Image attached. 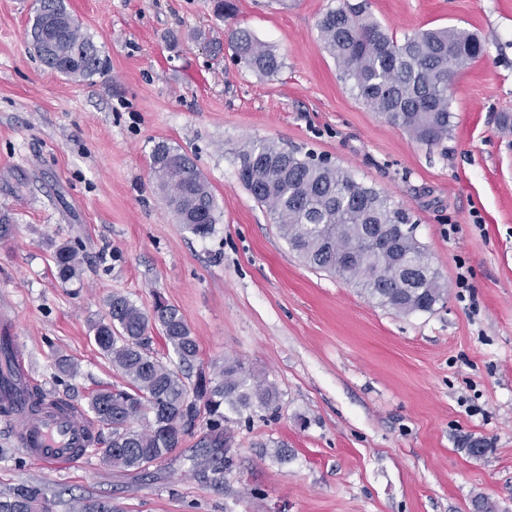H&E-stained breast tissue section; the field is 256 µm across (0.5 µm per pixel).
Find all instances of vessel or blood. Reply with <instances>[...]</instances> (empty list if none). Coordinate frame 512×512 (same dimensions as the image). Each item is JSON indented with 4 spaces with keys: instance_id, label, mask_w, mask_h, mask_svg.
<instances>
[{
    "instance_id": "1",
    "label": "vessel or blood",
    "mask_w": 512,
    "mask_h": 512,
    "mask_svg": "<svg viewBox=\"0 0 512 512\" xmlns=\"http://www.w3.org/2000/svg\"><path fill=\"white\" fill-rule=\"evenodd\" d=\"M8 420L18 447L44 465L55 467L85 456L89 422L78 413L48 409L33 415L18 409Z\"/></svg>"
}]
</instances>
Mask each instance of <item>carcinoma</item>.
<instances>
[{
  "instance_id": "1",
  "label": "carcinoma",
  "mask_w": 512,
  "mask_h": 512,
  "mask_svg": "<svg viewBox=\"0 0 512 512\" xmlns=\"http://www.w3.org/2000/svg\"><path fill=\"white\" fill-rule=\"evenodd\" d=\"M67 15L64 0H39L34 22L42 26ZM317 28L341 78L369 110L426 146L448 138V77L483 53L475 35L441 28L399 41L366 14L364 3L350 0L327 10ZM49 39L52 53L39 55L47 68L75 81L101 72L99 50L79 24L53 28ZM230 47L237 63L259 75H274L282 68L275 51L247 30L234 31ZM239 159L242 184L312 268L339 276L397 313L431 312L445 300L444 284L414 234L409 213L387 195L357 182L337 165L300 156L269 140L249 143ZM149 173L178 223L202 238L212 234L215 199L186 154L166 141L156 143ZM78 251V243L66 241L53 252L56 276L63 284L79 275ZM356 252L367 258L351 259ZM405 258L413 269L401 268ZM107 307L91 326L93 339L125 384L104 386L90 395L91 419L108 430V437L99 435L90 443L100 446L103 462L130 470L165 460L184 437L200 431L202 472L212 482L224 483V472L232 468L226 412L252 415L272 409L279 399L275 385L255 378L236 359L204 365L185 316L160 297L150 312L120 294L111 295ZM155 330L176 360L166 363L155 355ZM23 401L30 413L39 414L47 406L46 392L27 387ZM0 512H51V501L42 487L20 484L0 496Z\"/></svg>"
}]
</instances>
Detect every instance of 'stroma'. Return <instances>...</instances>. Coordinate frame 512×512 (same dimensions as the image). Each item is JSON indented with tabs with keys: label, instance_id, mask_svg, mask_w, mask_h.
<instances>
[{
	"label": "stroma",
	"instance_id": "stroma-1",
	"mask_svg": "<svg viewBox=\"0 0 512 512\" xmlns=\"http://www.w3.org/2000/svg\"><path fill=\"white\" fill-rule=\"evenodd\" d=\"M65 0L105 67L87 81L47 69L27 30L35 0H0V308L31 380L87 406L123 385L93 341L115 292L185 316L204 363L231 358L274 383L277 409L230 415L234 464L202 477L182 440L123 471L92 454L44 467L0 418V495L37 484L52 512L106 500L118 512H512V0H368L397 38L455 26L483 57L450 79L453 120L429 148L369 111L323 47L319 18L340 0ZM244 28L283 66L236 64ZM187 153L218 222L185 230L149 174L154 144ZM256 140L326 156L416 223L447 290L429 313L399 314L291 250L238 178ZM80 245L60 284L55 244ZM467 287H460V280ZM66 357L75 376L58 373ZM482 439L471 457L464 439Z\"/></svg>",
	"mask_w": 512,
	"mask_h": 512
}]
</instances>
